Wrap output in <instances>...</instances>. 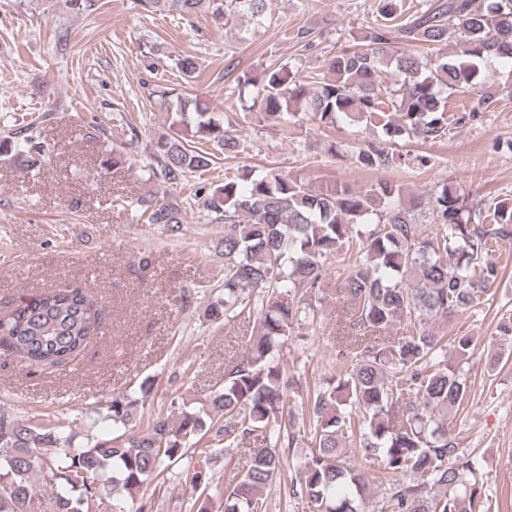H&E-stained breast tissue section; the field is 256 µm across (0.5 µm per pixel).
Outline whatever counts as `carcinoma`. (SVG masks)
<instances>
[{
	"mask_svg": "<svg viewBox=\"0 0 512 512\" xmlns=\"http://www.w3.org/2000/svg\"><path fill=\"white\" fill-rule=\"evenodd\" d=\"M151 14L201 11L225 20L224 0H139ZM233 11L261 21L267 0H230ZM384 23L364 36L359 49L345 48L325 60L326 74L306 83L286 65L238 85L250 90L244 122L288 124L308 112L324 124L345 115L381 129L391 140L433 142L448 133L447 101L438 87L455 91L478 84L490 56L512 59V0H436L404 24L403 36L428 45H452L435 70L392 46L395 0H382ZM392 69L402 76L384 85ZM167 131L150 140L154 178L167 189L142 200L149 224L168 236L183 234L182 206L168 194L188 177L214 165L216 154L245 150L203 100L176 90L159 92ZM196 139L206 148L191 145ZM54 147L34 124L6 132L0 157L25 170L41 168ZM398 160L380 142L357 155L379 170ZM427 205L436 231L426 235L416 212ZM212 222L224 225V297L205 314L213 322L241 318L253 324L245 357L224 370V385L207 404L183 405L178 418L158 414L135 423L138 399L117 394L75 419L87 427L84 442L49 422L0 411V512H96L112 499L126 512V495L151 489L137 512H152L153 497L172 473L204 495L210 477L192 466L187 445L205 442L203 453L236 448L251 438L243 476L224 494V512H268V496L288 465L285 448L296 438L311 448L289 492L311 512H364L368 481L345 462L347 449L377 460L394 476L381 512H489L481 504L476 469L448 429V419L467 398L461 364L474 351L472 338L454 339L455 361L443 354L444 325L480 303L499 279L487 261L491 245L512 240V201L494 206L491 224L471 223L465 198L444 185L405 198L402 188L380 182L365 192L328 181L319 188L272 168L244 169L213 187L202 201ZM350 257L340 291L346 311L344 336L353 360L337 385L316 387L300 404L309 425L288 433L295 409L279 350L294 326L314 313L312 290L320 287L330 257ZM295 291L291 299L286 294ZM103 307L82 288L65 285L22 298L0 318V347L26 366L44 371L65 366L99 335ZM401 327L398 336L386 333ZM105 424L110 437L93 433Z\"/></svg>",
	"mask_w": 512,
	"mask_h": 512,
	"instance_id": "cac0c4a2",
	"label": "carcinoma"
}]
</instances>
